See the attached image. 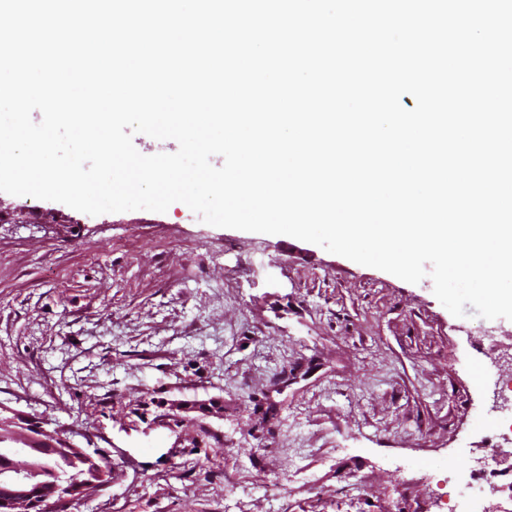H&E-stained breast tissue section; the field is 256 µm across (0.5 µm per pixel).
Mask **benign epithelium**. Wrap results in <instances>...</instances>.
<instances>
[{"label":"benign epithelium","mask_w":512,"mask_h":512,"mask_svg":"<svg viewBox=\"0 0 512 512\" xmlns=\"http://www.w3.org/2000/svg\"><path fill=\"white\" fill-rule=\"evenodd\" d=\"M23 444L30 452L22 461L8 458L0 470L8 473L5 486L0 489V512H44L61 505L79 501L112 479V464L107 459H91L96 479L85 483L68 484L61 479L44 478L52 471L48 463L53 460L88 457L83 449L56 430L49 431L40 421L0 417V446L14 448Z\"/></svg>","instance_id":"7a95c632"}]
</instances>
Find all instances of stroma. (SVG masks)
I'll return each mask as SVG.
<instances>
[{
    "mask_svg": "<svg viewBox=\"0 0 512 512\" xmlns=\"http://www.w3.org/2000/svg\"><path fill=\"white\" fill-rule=\"evenodd\" d=\"M512 320L322 247L0 192V406L107 487L67 512H512Z\"/></svg>",
    "mask_w": 512,
    "mask_h": 512,
    "instance_id": "stroma-1",
    "label": "stroma"
}]
</instances>
